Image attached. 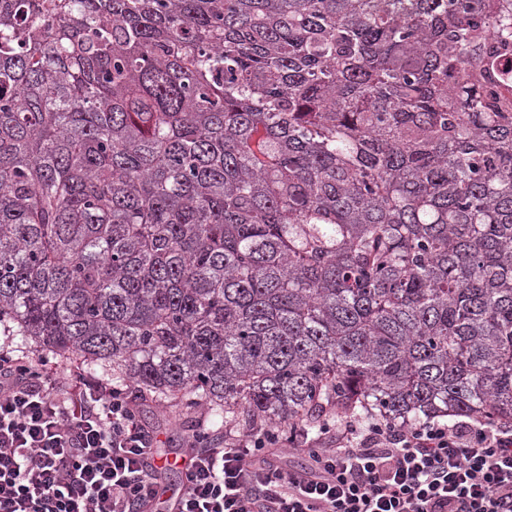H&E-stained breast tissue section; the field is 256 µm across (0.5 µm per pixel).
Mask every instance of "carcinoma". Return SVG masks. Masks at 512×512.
I'll return each instance as SVG.
<instances>
[{
	"mask_svg": "<svg viewBox=\"0 0 512 512\" xmlns=\"http://www.w3.org/2000/svg\"><path fill=\"white\" fill-rule=\"evenodd\" d=\"M0 327L248 427L512 421V0H0Z\"/></svg>",
	"mask_w": 512,
	"mask_h": 512,
	"instance_id": "cac0c4a2",
	"label": "carcinoma"
}]
</instances>
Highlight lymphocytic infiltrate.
I'll return each mask as SVG.
<instances>
[{"label": "lymphocytic infiltrate", "mask_w": 512, "mask_h": 512, "mask_svg": "<svg viewBox=\"0 0 512 512\" xmlns=\"http://www.w3.org/2000/svg\"><path fill=\"white\" fill-rule=\"evenodd\" d=\"M291 442L311 465L284 469L278 431L187 441L184 491L160 509L159 455L126 388L0 353V512H512V424L406 427L369 416Z\"/></svg>", "instance_id": "f902f5d3"}]
</instances>
